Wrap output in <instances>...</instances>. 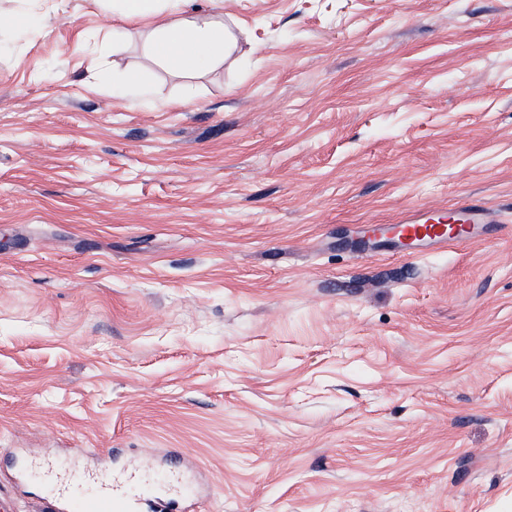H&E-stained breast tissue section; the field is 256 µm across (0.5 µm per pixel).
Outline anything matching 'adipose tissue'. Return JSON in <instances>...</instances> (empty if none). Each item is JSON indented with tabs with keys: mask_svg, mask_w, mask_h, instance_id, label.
Instances as JSON below:
<instances>
[{
	"mask_svg": "<svg viewBox=\"0 0 512 512\" xmlns=\"http://www.w3.org/2000/svg\"><path fill=\"white\" fill-rule=\"evenodd\" d=\"M160 2L113 0L112 8L121 19L150 26V52L170 69L192 72L230 59L237 37L217 16L177 17Z\"/></svg>",
	"mask_w": 512,
	"mask_h": 512,
	"instance_id": "obj_1",
	"label": "adipose tissue"
}]
</instances>
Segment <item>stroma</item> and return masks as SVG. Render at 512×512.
I'll return each mask as SVG.
<instances>
[{
	"mask_svg": "<svg viewBox=\"0 0 512 512\" xmlns=\"http://www.w3.org/2000/svg\"><path fill=\"white\" fill-rule=\"evenodd\" d=\"M180 8L235 62L0 0V502L140 458L195 512H512V0ZM489 212L480 208L465 207L455 212L454 230L448 233V226L444 224L445 217L416 218L403 215L398 230L400 234L412 239L416 243H429L439 246L460 247L480 238L479 225L487 224ZM430 220L435 223H428Z\"/></svg>",
	"mask_w": 512,
	"mask_h": 512,
	"instance_id": "obj_1",
	"label": "stroma"
}]
</instances>
